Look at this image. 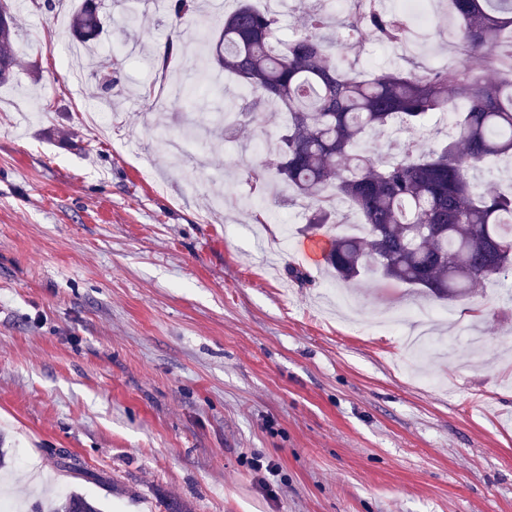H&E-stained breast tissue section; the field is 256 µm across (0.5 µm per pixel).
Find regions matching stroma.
Listing matches in <instances>:
<instances>
[{
  "label": "stroma",
  "instance_id": "35a3bbf8",
  "mask_svg": "<svg viewBox=\"0 0 512 512\" xmlns=\"http://www.w3.org/2000/svg\"><path fill=\"white\" fill-rule=\"evenodd\" d=\"M207 2L190 22L141 4L109 30L113 90L158 94L169 41L214 39L234 5ZM76 4L21 0L0 85L5 495L78 492L102 512H512V272L440 321L419 313L434 296L381 273L333 281L300 251L307 211L286 185L264 201L273 223L247 201L254 146L285 112L210 136L209 91L109 108L88 69H64ZM458 28L438 0L431 42L398 61L334 34L363 75L439 56L493 77ZM87 111L106 113L111 141Z\"/></svg>",
  "mask_w": 512,
  "mask_h": 512
}]
</instances>
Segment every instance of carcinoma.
<instances>
[{
	"instance_id": "carcinoma-1",
	"label": "carcinoma",
	"mask_w": 512,
	"mask_h": 512,
	"mask_svg": "<svg viewBox=\"0 0 512 512\" xmlns=\"http://www.w3.org/2000/svg\"><path fill=\"white\" fill-rule=\"evenodd\" d=\"M0 24V85L13 78L14 0ZM204 0H174L179 17L202 11ZM461 26V50L487 58L495 69L512 62V0H450ZM333 15L319 8L302 28L281 32L276 14L240 0L224 15L218 39L203 41L191 67L197 81L224 99L219 75L228 72L243 85L239 101L220 109L258 117L265 103L288 112L285 134L267 147L262 172L246 171L250 195L263 208L273 177L285 183L308 209L307 229L341 223L339 203H350L363 232L333 237L326 256L336 279L349 283L374 269L410 288H424L439 300L467 293L512 266V193L495 188L474 192L470 169L494 156H512V76L479 81L465 67L432 69L424 75L392 69L359 77L354 64L333 54L321 33ZM348 36L360 29L395 44L411 37L404 17L359 0L345 16ZM73 39L90 49L102 32L100 11L82 0L70 24ZM452 114L456 136L430 150L412 138L391 155L375 159L360 147L369 131L398 124L423 131L432 114ZM52 512H101L97 503L73 492Z\"/></svg>"
}]
</instances>
